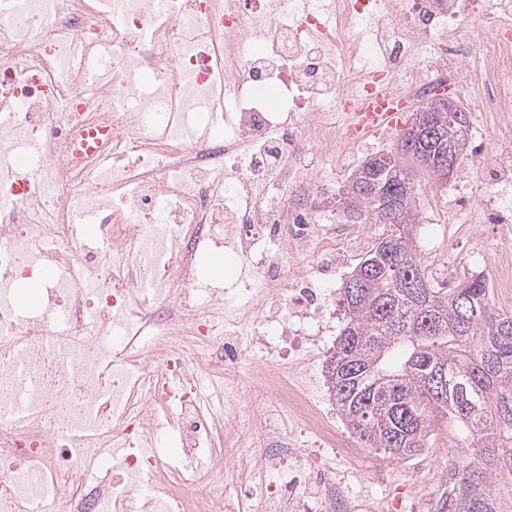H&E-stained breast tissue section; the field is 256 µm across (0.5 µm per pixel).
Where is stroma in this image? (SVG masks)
<instances>
[{
  "mask_svg": "<svg viewBox=\"0 0 512 512\" xmlns=\"http://www.w3.org/2000/svg\"><path fill=\"white\" fill-rule=\"evenodd\" d=\"M469 119L467 157L456 173L444 180L416 172V205L419 222L412 228L413 243L432 285L448 289L463 278L481 275L496 283L501 269L498 253L512 257V208L485 210L486 197L499 192L505 170L490 153L493 143H507L494 113L472 112ZM400 136L371 138L342 154L309 153L302 166L319 173L318 186L290 189V200L306 221L329 229L353 227L354 221L338 204L350 176L358 166L377 153L394 151ZM358 250L337 257L331 276L320 279L319 288L327 301L318 310L316 323L320 340L312 346L306 363L316 377L322 408L333 417L343 440L360 453L354 459L329 447L312 429L288 419L280 424L282 436L309 452L312 469L335 479L342 493L361 505L360 512H437L448 491V463L465 458L458 448L459 429L442 417H434L428 446L419 455L395 460L382 451L362 447L330 398L325 366L343 326V310L338 305L343 284L361 260ZM273 398L252 387L245 400L231 406L239 421V433L247 444L265 445L263 422L275 411Z\"/></svg>",
  "mask_w": 512,
  "mask_h": 512,
  "instance_id": "35a3bbf8",
  "label": "stroma"
}]
</instances>
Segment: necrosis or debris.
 <instances>
[{"instance_id": "necrosis-or-debris-1", "label": "necrosis or debris", "mask_w": 512, "mask_h": 512, "mask_svg": "<svg viewBox=\"0 0 512 512\" xmlns=\"http://www.w3.org/2000/svg\"><path fill=\"white\" fill-rule=\"evenodd\" d=\"M296 2L0 0V512H306L315 497L287 449L224 458L236 428L204 405L203 371L226 404L249 382L337 439L315 382L279 368L302 336L280 332L272 364L240 372L239 320L223 290L198 294L197 254L232 250L259 322L312 305L316 263L371 235L268 239L297 158L354 146L349 115L378 75L410 97L483 88L477 109L511 130L512 0ZM32 279L23 311L12 287ZM227 466L233 492L206 489L203 470Z\"/></svg>"}]
</instances>
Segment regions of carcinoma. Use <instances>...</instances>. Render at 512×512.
I'll use <instances>...</instances> for the list:
<instances>
[{
	"label": "carcinoma",
	"instance_id": "obj_1",
	"mask_svg": "<svg viewBox=\"0 0 512 512\" xmlns=\"http://www.w3.org/2000/svg\"><path fill=\"white\" fill-rule=\"evenodd\" d=\"M436 139L417 153L391 154L376 168L364 161L352 175L343 205L352 217L387 224L391 250L374 245L351 274L355 296L342 293L346 318L326 360L329 390L349 427L369 447L393 459L427 447L436 412L463 427L473 457L448 465V496L440 512H497L493 477L512 475V314L495 308L482 276L460 281L446 294L428 287L418 303L411 281L425 278L410 230L417 220L413 168L437 179L439 145L466 150L469 126L448 120V108L422 106ZM446 381L433 389L434 376Z\"/></svg>",
	"mask_w": 512,
	"mask_h": 512
}]
</instances>
